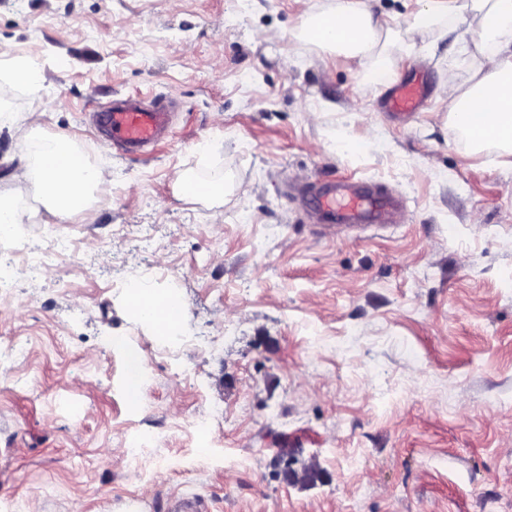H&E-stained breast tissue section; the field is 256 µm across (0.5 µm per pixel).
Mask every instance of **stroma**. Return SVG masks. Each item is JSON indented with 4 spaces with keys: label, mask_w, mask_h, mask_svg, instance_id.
Listing matches in <instances>:
<instances>
[{
    "label": "stroma",
    "mask_w": 512,
    "mask_h": 512,
    "mask_svg": "<svg viewBox=\"0 0 512 512\" xmlns=\"http://www.w3.org/2000/svg\"><path fill=\"white\" fill-rule=\"evenodd\" d=\"M367 2L393 81L428 84L409 116L380 111L365 61L297 38L336 0H0V198L19 211L0 238V512H512V157L472 152L437 108L472 45L417 28L419 0ZM135 92L177 103L146 156L88 119ZM36 133L109 171L94 223L13 177ZM178 170L222 187L223 223L175 195ZM345 177L403 197V223L317 224L284 190ZM42 234L76 254L30 280L10 256ZM135 278L180 304L176 333L129 306Z\"/></svg>",
    "instance_id": "obj_1"
}]
</instances>
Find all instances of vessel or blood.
Returning a JSON list of instances; mask_svg holds the SVG:
<instances>
[{
  "mask_svg": "<svg viewBox=\"0 0 512 512\" xmlns=\"http://www.w3.org/2000/svg\"><path fill=\"white\" fill-rule=\"evenodd\" d=\"M426 92V85L420 83L394 84L381 108L386 112L416 111ZM93 120L113 145L132 154L148 153L171 131L167 108L144 105L137 95L95 112ZM309 203L327 224H396L402 214L400 202L383 196L375 186L360 180L343 179L319 185L311 192Z\"/></svg>",
  "mask_w": 512,
  "mask_h": 512,
  "instance_id": "vessel-or-blood-1",
  "label": "vessel or blood"
}]
</instances>
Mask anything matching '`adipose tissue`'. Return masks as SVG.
<instances>
[{
  "label": "adipose tissue",
  "mask_w": 512,
  "mask_h": 512,
  "mask_svg": "<svg viewBox=\"0 0 512 512\" xmlns=\"http://www.w3.org/2000/svg\"><path fill=\"white\" fill-rule=\"evenodd\" d=\"M417 24H434L439 10H447L456 29L468 35L478 58L468 82L456 72L442 78L439 107L447 112L452 127L463 134L476 151L496 146L512 150V0H425ZM309 42L349 57L369 61L367 77L388 74L390 61L380 49L381 25L364 0H338L329 12L310 15L299 28ZM15 176L37 180L44 198L56 215H82L93 221L87 193L107 179L105 170L81 161L68 136L31 137L18 159ZM135 312L153 322L161 333L177 328L182 309L169 297L158 298L142 283L129 287Z\"/></svg>",
  "instance_id": "ef3b65f1"
}]
</instances>
